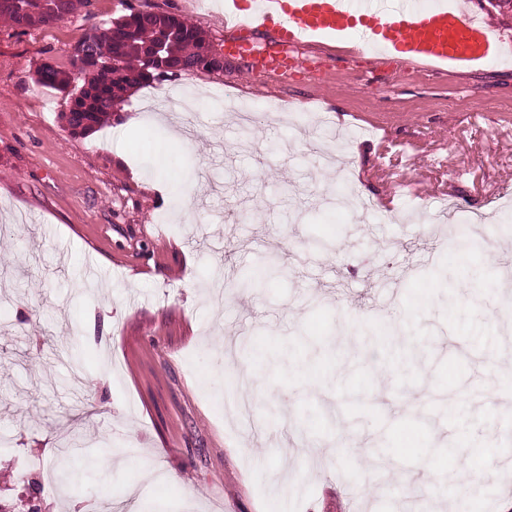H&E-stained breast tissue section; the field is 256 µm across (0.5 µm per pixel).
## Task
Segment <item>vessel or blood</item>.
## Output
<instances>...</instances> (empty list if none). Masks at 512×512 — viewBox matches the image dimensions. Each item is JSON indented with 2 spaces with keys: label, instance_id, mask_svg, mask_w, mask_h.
Wrapping results in <instances>:
<instances>
[{
  "label": "vessel or blood",
  "instance_id": "b4317fda",
  "mask_svg": "<svg viewBox=\"0 0 512 512\" xmlns=\"http://www.w3.org/2000/svg\"><path fill=\"white\" fill-rule=\"evenodd\" d=\"M251 11L259 27L276 31L278 48L357 24L364 41L416 63L470 69L498 53L491 29L454 0L430 7L415 0H256Z\"/></svg>",
  "mask_w": 512,
  "mask_h": 512
}]
</instances>
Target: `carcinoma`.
Instances as JSON below:
<instances>
[{"label":"carcinoma","instance_id":"cac0c4a2","mask_svg":"<svg viewBox=\"0 0 512 512\" xmlns=\"http://www.w3.org/2000/svg\"><path fill=\"white\" fill-rule=\"evenodd\" d=\"M90 0H0V17L14 29L22 31L51 25L87 6ZM86 46L78 73H91L82 85L76 84L75 73L59 67L36 72V82L43 87L65 92L70 107L63 115L73 135H84L112 117L113 105L125 103L128 91L148 85L180 71H215L220 65L206 61L210 42L192 24L178 16L132 12L110 21L96 33L77 42ZM81 462L64 452L56 457L54 470L64 485H77L79 473L88 462Z\"/></svg>","mask_w":512,"mask_h":512}]
</instances>
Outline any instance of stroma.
Here are the masks:
<instances>
[{
  "mask_svg": "<svg viewBox=\"0 0 512 512\" xmlns=\"http://www.w3.org/2000/svg\"><path fill=\"white\" fill-rule=\"evenodd\" d=\"M461 3L499 41L480 68L318 37L285 79L227 53L269 52L271 30L202 0L0 23V512L33 491L42 512H401L367 468L483 431L502 437L481 498L512 499V210L478 255L448 247L512 194V15ZM133 12L187 20L223 70L136 88L121 122L70 135V98L37 69H70L76 42ZM179 92L197 97V134L161 158L156 116ZM230 102L254 111L253 148ZM443 197L461 220L437 234L424 215ZM268 256L277 273L243 292ZM387 394L431 403L413 447L378 409ZM76 437L125 453L73 493L45 475Z\"/></svg>",
  "mask_w": 512,
  "mask_h": 512,
  "instance_id": "obj_1",
  "label": "stroma"
}]
</instances>
